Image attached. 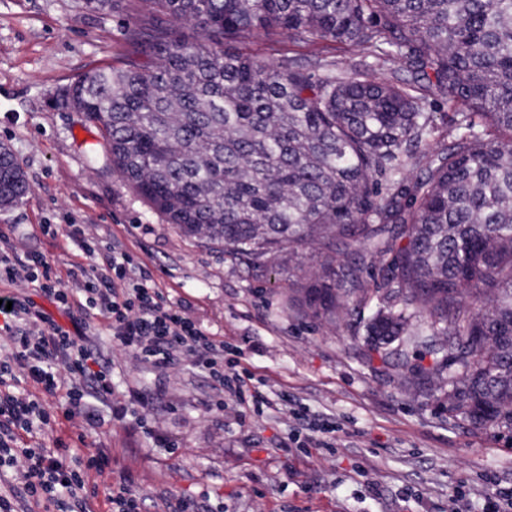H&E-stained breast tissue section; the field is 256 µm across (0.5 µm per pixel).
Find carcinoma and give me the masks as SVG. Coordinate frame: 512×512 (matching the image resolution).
I'll return each instance as SVG.
<instances>
[{"mask_svg":"<svg viewBox=\"0 0 512 512\" xmlns=\"http://www.w3.org/2000/svg\"><path fill=\"white\" fill-rule=\"evenodd\" d=\"M121 7L135 57L83 73L69 103L122 180L248 266L279 275L313 250L286 307L327 324L368 310L382 366L424 353L406 387L436 380L449 415L512 437V0H82ZM254 35L375 64L258 61L236 50ZM0 168L16 176L7 208L29 186L12 153Z\"/></svg>","mask_w":512,"mask_h":512,"instance_id":"carcinoma-1","label":"carcinoma"}]
</instances>
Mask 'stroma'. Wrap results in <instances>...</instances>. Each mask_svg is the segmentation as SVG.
<instances>
[{"label":"stroma","instance_id":"35a3bbf8","mask_svg":"<svg viewBox=\"0 0 512 512\" xmlns=\"http://www.w3.org/2000/svg\"><path fill=\"white\" fill-rule=\"evenodd\" d=\"M125 24L79 0H0V144L30 185L22 202L0 210V230L61 275L101 256L55 246L40 225L85 224L92 236L114 238L149 265L169 300H185L189 316L223 340L225 374L249 372L250 391L285 402L228 406L188 361L161 374L112 354V397L85 392L99 426L82 430L47 401L55 421L45 445L111 448L113 476L132 480L144 512H161L164 490L214 512H448L452 503L483 512L488 497L511 491V438L449 416L435 397L403 386L398 370L369 361L360 316L330 327L289 311L284 277L182 236L102 160L98 130L57 100L87 70L120 65L131 51ZM237 49L304 65L363 60L357 47L322 41L255 36ZM130 387L149 404L114 422L112 404ZM325 424L335 447H305ZM157 434L166 445H155Z\"/></svg>","mask_w":512,"mask_h":512}]
</instances>
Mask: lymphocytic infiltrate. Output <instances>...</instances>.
Masks as SVG:
<instances>
[{"label":"lymphocytic infiltrate","instance_id":"obj_1","mask_svg":"<svg viewBox=\"0 0 512 512\" xmlns=\"http://www.w3.org/2000/svg\"><path fill=\"white\" fill-rule=\"evenodd\" d=\"M102 263L72 264L54 272L45 255L19 252L0 233V512H142L144 499L128 478L108 481L105 495L88 487L89 472L104 474L112 451H89L79 468L67 451L42 444L48 419L36 391L59 398L66 419L98 423L82 402L91 383L112 393L100 370L96 336L105 334L121 355L164 371L175 360L221 377L224 344L168 300L152 270L127 250L105 243Z\"/></svg>","mask_w":512,"mask_h":512}]
</instances>
